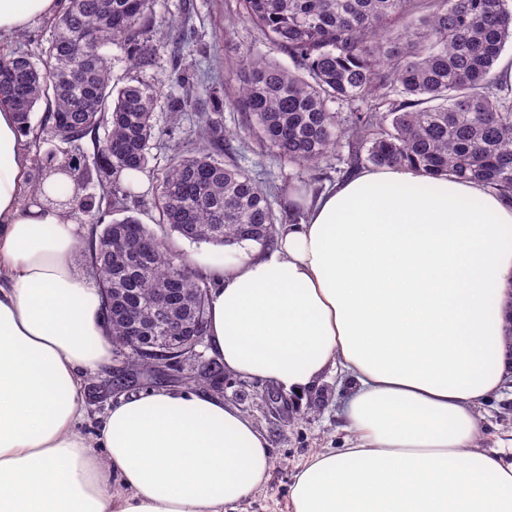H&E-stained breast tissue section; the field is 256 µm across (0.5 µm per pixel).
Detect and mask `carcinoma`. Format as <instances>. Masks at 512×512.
Segmentation results:
<instances>
[{
  "instance_id": "carcinoma-1",
  "label": "carcinoma",
  "mask_w": 512,
  "mask_h": 512,
  "mask_svg": "<svg viewBox=\"0 0 512 512\" xmlns=\"http://www.w3.org/2000/svg\"><path fill=\"white\" fill-rule=\"evenodd\" d=\"M238 15L288 55L295 70L250 49L229 48L237 88L204 108L194 91L178 34L170 68L158 85L112 84L103 47L124 45L134 68L148 65L154 48L145 39L155 0H66L38 60L0 53L12 85L0 82V103L18 114L38 146L42 135L70 145L62 156L38 159L30 203L42 198L52 175L71 186L58 205L92 224L86 251L103 271L98 287L112 342L123 366L111 387L128 390L156 374L154 337L168 322L184 342L207 335L209 287L165 239L133 216L114 219L136 196L134 175L152 173L158 187V225L194 242L269 246L276 225L299 211L278 213L263 188L224 147L223 106L241 111L242 128L296 168L316 169L343 143L346 174L365 167L410 165L431 176L479 182L512 199V85L498 60L512 43L507 0H237ZM53 69L55 80L46 81ZM180 89L170 99L172 120L197 113L202 141L175 144L166 165L149 169L156 137L154 109L160 87ZM46 103L41 131L31 126ZM347 103L349 112L333 104ZM105 129L103 137L96 136ZM91 137L92 160L81 152ZM97 181L102 195L83 194ZM196 381L224 384V366L208 360Z\"/></svg>"
}]
</instances>
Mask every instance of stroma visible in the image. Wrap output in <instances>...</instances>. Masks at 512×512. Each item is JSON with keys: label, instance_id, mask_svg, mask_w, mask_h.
I'll list each match as a JSON object with an SVG mask.
<instances>
[{"label": "stroma", "instance_id": "obj_1", "mask_svg": "<svg viewBox=\"0 0 512 512\" xmlns=\"http://www.w3.org/2000/svg\"><path fill=\"white\" fill-rule=\"evenodd\" d=\"M188 24L195 31L197 52V94L203 100L212 95L227 97L235 91V80L227 63L224 40L232 38L244 49H254L267 57L289 65V58L265 44L259 31L249 22L239 20L237 0H156L149 40L156 49L151 66L130 70L123 45L115 43L104 53L115 83L125 84L136 77L145 84L156 83L169 68L168 45ZM157 138L152 149V166L163 167L169 148L179 141L197 138L194 113H185L179 123H172L167 95H160L155 106ZM242 115L232 109L223 112L225 130L234 134L232 144L240 163L260 184L284 183L294 173L280 161L272 149L260 146L254 138L239 134ZM265 382L230 376L219 397L254 421L265 435L273 468L268 481L248 498L237 503L232 512H287L288 490L299 468L311 455L341 446L344 432L338 411L347 395L348 382L336 373L326 374L307 395L288 396V408L276 410L265 400ZM489 442L512 439V389L504 388L487 401L482 410Z\"/></svg>", "mask_w": 512, "mask_h": 512}]
</instances>
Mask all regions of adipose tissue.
I'll return each mask as SVG.
<instances>
[{"mask_svg":"<svg viewBox=\"0 0 512 512\" xmlns=\"http://www.w3.org/2000/svg\"><path fill=\"white\" fill-rule=\"evenodd\" d=\"M61 0H0V38ZM27 137L0 106V512H224L272 460L256 424L203 392L150 390L84 433V380L115 358L76 225L26 205ZM275 246L190 262L211 279L208 351L226 372L302 395L347 377L342 448L314 454L289 512H512V441L481 448L478 407L512 382V203L407 166L317 198Z\"/></svg>","mask_w":512,"mask_h":512,"instance_id":"1","label":"adipose tissue"}]
</instances>
